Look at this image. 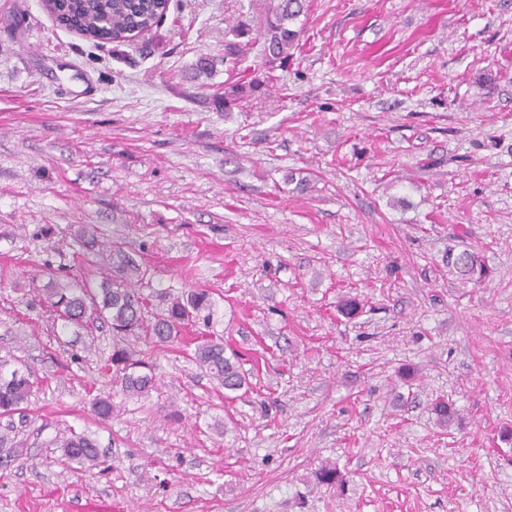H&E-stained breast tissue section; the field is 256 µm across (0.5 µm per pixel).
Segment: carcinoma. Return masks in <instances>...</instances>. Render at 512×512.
Here are the masks:
<instances>
[{"label": "carcinoma", "mask_w": 512, "mask_h": 512, "mask_svg": "<svg viewBox=\"0 0 512 512\" xmlns=\"http://www.w3.org/2000/svg\"><path fill=\"white\" fill-rule=\"evenodd\" d=\"M170 0H45V8L56 22L82 37L98 43L117 46L128 44L132 32L150 31L161 24L169 10ZM305 13V0H270L265 17L255 29L263 40L266 64L284 63L297 46L299 31L292 28ZM252 28L238 26V41L224 45L222 62L236 66L244 55L246 43L241 38ZM252 82L224 88V111L229 112L250 96ZM101 261L109 267L110 276L103 278L95 288H53L46 293L48 307L60 321L61 331L71 326H82L95 317L105 321L112 330V353L108 366L119 372L120 394L128 401L149 398L157 390L155 366L149 357L131 349V341H139L155 348L171 346L181 339L187 325L211 327L215 314L212 293L198 289L189 293H164L166 307L157 312L151 309V299L143 289L132 284L146 278V271L114 245L99 252ZM448 267L455 270L465 283H481L489 271L479 257L467 250L458 254L448 252ZM196 364L226 391H239L248 385L235 355L227 356L224 337L202 336L196 342L192 355ZM37 382L31 372L14 366L12 360L0 357V453L19 455L23 449L15 441L17 426L28 421V405L35 395ZM110 396H96L90 402L91 413L100 420H108L119 412ZM437 423L445 427L455 419V410L445 401L432 407ZM56 447L64 459L81 467H103L106 459L97 442L85 432L68 429L56 436Z\"/></svg>", "instance_id": "carcinoma-1"}]
</instances>
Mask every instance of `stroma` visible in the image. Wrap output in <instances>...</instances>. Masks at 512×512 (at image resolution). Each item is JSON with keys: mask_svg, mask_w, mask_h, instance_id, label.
Returning a JSON list of instances; mask_svg holds the SVG:
<instances>
[{"mask_svg": "<svg viewBox=\"0 0 512 512\" xmlns=\"http://www.w3.org/2000/svg\"><path fill=\"white\" fill-rule=\"evenodd\" d=\"M269 5L171 0L116 51L0 0L25 16L0 26V355L38 378L0 512H512V0H308L286 67L226 70ZM254 78L233 111L213 96ZM83 225L154 291L212 292L250 389L184 343L149 400L92 415L112 330L58 335L41 302L103 276ZM465 249L491 281L449 273ZM68 428L110 469L64 465Z\"/></svg>", "mask_w": 512, "mask_h": 512, "instance_id": "obj_1", "label": "stroma"}]
</instances>
